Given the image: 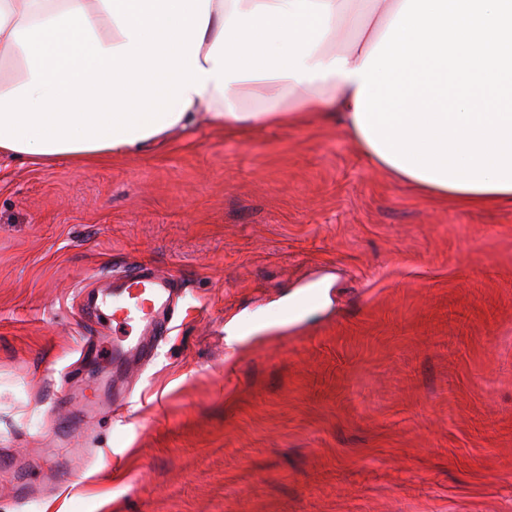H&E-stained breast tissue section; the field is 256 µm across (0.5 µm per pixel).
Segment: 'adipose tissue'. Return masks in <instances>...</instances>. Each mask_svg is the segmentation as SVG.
I'll return each instance as SVG.
<instances>
[{
  "instance_id": "obj_1",
  "label": "adipose tissue",
  "mask_w": 512,
  "mask_h": 512,
  "mask_svg": "<svg viewBox=\"0 0 512 512\" xmlns=\"http://www.w3.org/2000/svg\"><path fill=\"white\" fill-rule=\"evenodd\" d=\"M342 126L424 194L512 201V0H0V157Z\"/></svg>"
}]
</instances>
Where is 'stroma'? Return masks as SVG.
I'll use <instances>...</instances> for the list:
<instances>
[{"mask_svg":"<svg viewBox=\"0 0 512 512\" xmlns=\"http://www.w3.org/2000/svg\"><path fill=\"white\" fill-rule=\"evenodd\" d=\"M143 265L180 307L116 378L82 292ZM0 462V512H512V204L422 196L319 121L1 160Z\"/></svg>","mask_w":512,"mask_h":512,"instance_id":"obj_1","label":"stroma"}]
</instances>
